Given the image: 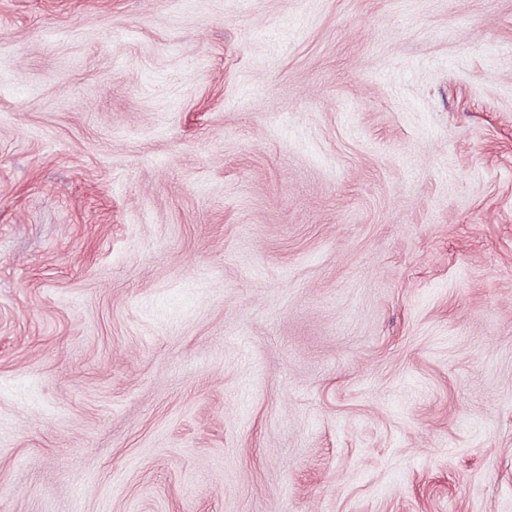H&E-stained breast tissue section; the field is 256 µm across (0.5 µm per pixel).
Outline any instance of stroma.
<instances>
[{
	"label": "stroma",
	"mask_w": 512,
	"mask_h": 512,
	"mask_svg": "<svg viewBox=\"0 0 512 512\" xmlns=\"http://www.w3.org/2000/svg\"><path fill=\"white\" fill-rule=\"evenodd\" d=\"M0 512H512V0H0Z\"/></svg>",
	"instance_id": "obj_1"
}]
</instances>
